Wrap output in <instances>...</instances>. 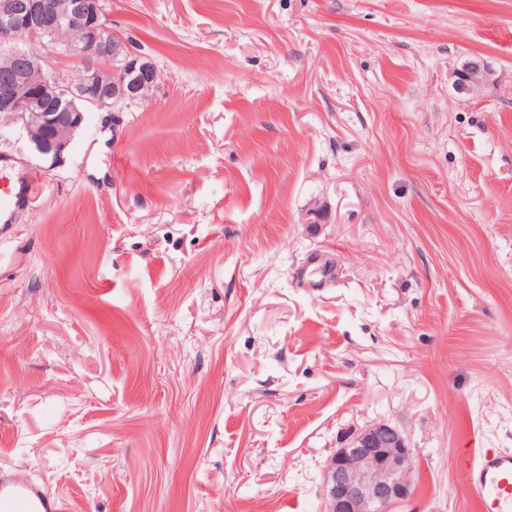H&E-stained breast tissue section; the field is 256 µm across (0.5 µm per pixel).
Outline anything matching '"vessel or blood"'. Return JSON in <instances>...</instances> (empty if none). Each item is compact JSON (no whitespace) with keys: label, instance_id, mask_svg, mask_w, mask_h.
<instances>
[{"label":"vessel or blood","instance_id":"obj_1","mask_svg":"<svg viewBox=\"0 0 512 512\" xmlns=\"http://www.w3.org/2000/svg\"><path fill=\"white\" fill-rule=\"evenodd\" d=\"M45 189L38 175L23 170L18 157L0 154V225L9 226L18 209L33 207ZM470 455L465 480L481 512H512V452L474 448ZM0 512H63V507L48 485L0 473Z\"/></svg>","mask_w":512,"mask_h":512}]
</instances>
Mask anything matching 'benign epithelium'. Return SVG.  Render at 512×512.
<instances>
[{
	"mask_svg": "<svg viewBox=\"0 0 512 512\" xmlns=\"http://www.w3.org/2000/svg\"><path fill=\"white\" fill-rule=\"evenodd\" d=\"M103 0H0V112L16 114L29 142L58 163L91 111L118 112L157 85L155 66L126 40L108 33ZM64 30L71 36L63 39ZM42 49L36 57L26 44ZM493 69L472 55L453 72L457 90L475 100L494 84ZM415 477L404 436L376 423L338 448L326 466L325 512H397L412 496Z\"/></svg>",
	"mask_w": 512,
	"mask_h": 512,
	"instance_id": "benign-epithelium-1",
	"label": "benign epithelium"
}]
</instances>
